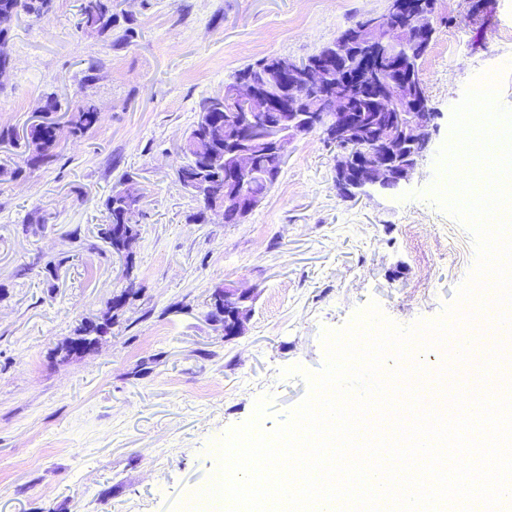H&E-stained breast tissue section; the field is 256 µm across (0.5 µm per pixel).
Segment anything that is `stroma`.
I'll use <instances>...</instances> for the list:
<instances>
[{"label": "stroma", "mask_w": 512, "mask_h": 512, "mask_svg": "<svg viewBox=\"0 0 512 512\" xmlns=\"http://www.w3.org/2000/svg\"><path fill=\"white\" fill-rule=\"evenodd\" d=\"M138 35L79 26L81 0L14 20L0 80V512H185L210 483L216 448L270 399L269 431L306 397L325 333L370 304L410 326L443 316L475 266L471 231L431 186L454 106L483 72L512 109V0H440L421 77L438 131L397 192L339 195L321 135L292 143L281 175L241 224L195 219L175 170L202 99L262 57L297 60L388 0H115ZM96 79L84 82L87 68ZM63 123L83 100L97 126L24 168L46 96ZM21 168L19 177L9 172ZM144 189L129 255L98 236L121 176ZM134 283H127V276ZM254 289L242 335L210 314L223 286ZM127 292L97 350L57 346Z\"/></svg>", "instance_id": "obj_1"}]
</instances>
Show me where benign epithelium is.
I'll use <instances>...</instances> for the list:
<instances>
[{
  "instance_id": "obj_1",
  "label": "benign epithelium",
  "mask_w": 512,
  "mask_h": 512,
  "mask_svg": "<svg viewBox=\"0 0 512 512\" xmlns=\"http://www.w3.org/2000/svg\"><path fill=\"white\" fill-rule=\"evenodd\" d=\"M427 11L426 0H389L386 13L365 16L352 40L363 62L343 78L335 76L336 54L330 52L311 63L285 59L276 65L272 76L283 86L277 100L247 79L224 83L214 101L224 106V149L233 154L237 189L229 196L203 181L188 191L218 218L229 208L251 212L261 202L253 191L257 146L274 149L283 160L291 143L316 133L336 148L339 190L353 197L369 196L386 185L394 192L402 189L419 165L408 147L430 145L437 128L423 80L407 81L396 73L404 42L420 51L435 38ZM365 96L389 103L391 109L367 124L357 108ZM270 112L277 113L274 123ZM220 295L219 306L236 318L233 335L238 336L254 289L226 287Z\"/></svg>"
}]
</instances>
